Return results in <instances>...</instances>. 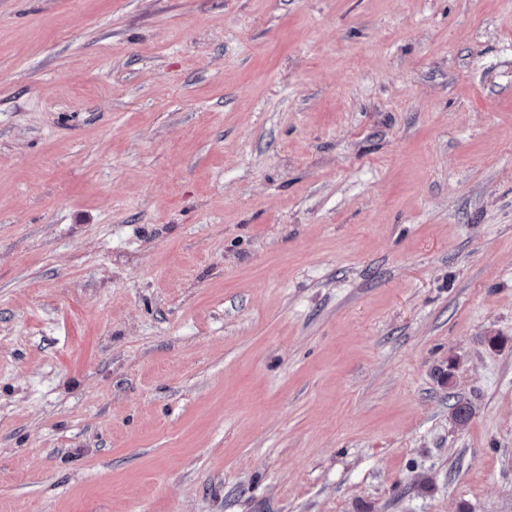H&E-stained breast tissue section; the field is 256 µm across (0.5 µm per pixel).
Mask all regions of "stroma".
<instances>
[{
  "instance_id": "obj_1",
  "label": "stroma",
  "mask_w": 512,
  "mask_h": 512,
  "mask_svg": "<svg viewBox=\"0 0 512 512\" xmlns=\"http://www.w3.org/2000/svg\"><path fill=\"white\" fill-rule=\"evenodd\" d=\"M0 512H512V0H0Z\"/></svg>"
}]
</instances>
